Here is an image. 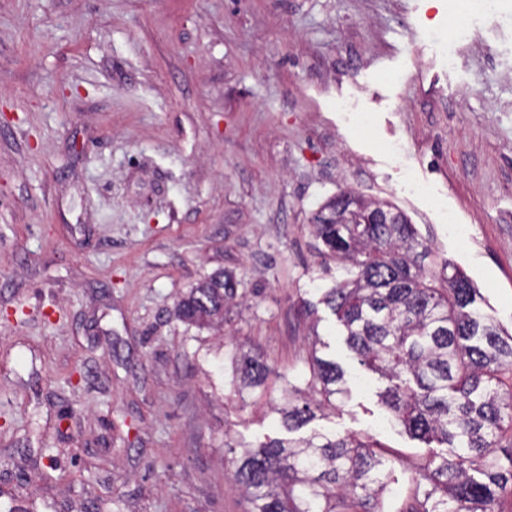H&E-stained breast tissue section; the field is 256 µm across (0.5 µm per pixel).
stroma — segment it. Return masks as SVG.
<instances>
[{"label":"stroma","instance_id":"1","mask_svg":"<svg viewBox=\"0 0 512 512\" xmlns=\"http://www.w3.org/2000/svg\"><path fill=\"white\" fill-rule=\"evenodd\" d=\"M448 0H0V505L249 512L224 440L335 362L317 430L372 443L401 512L408 435L322 301L312 217L343 191L405 212L512 334V0L448 61ZM224 271L220 331L174 316ZM258 350L265 387L218 362ZM49 480H41V473Z\"/></svg>","mask_w":512,"mask_h":512}]
</instances>
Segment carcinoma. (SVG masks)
Listing matches in <instances>:
<instances>
[{"label": "carcinoma", "instance_id": "cac0c4a2", "mask_svg": "<svg viewBox=\"0 0 512 512\" xmlns=\"http://www.w3.org/2000/svg\"><path fill=\"white\" fill-rule=\"evenodd\" d=\"M355 201L372 223H346ZM313 227L347 274L322 301L342 322L348 347L391 382L381 402L413 436L452 449L415 466L416 487L427 489L402 512H498L512 485V455L505 466L497 454L512 440V334L481 311L461 273L426 279L417 264L422 243L389 205L343 191L315 213ZM235 295L233 276L213 273L177 302L175 316L199 328L222 323ZM309 368L312 399L300 406L289 393L274 407L290 432L349 394L336 363L314 356ZM269 374L258 354L244 353L229 384L261 388ZM235 463L250 512H340V501L370 500L388 483L371 444L318 431L248 445Z\"/></svg>", "mask_w": 512, "mask_h": 512}]
</instances>
